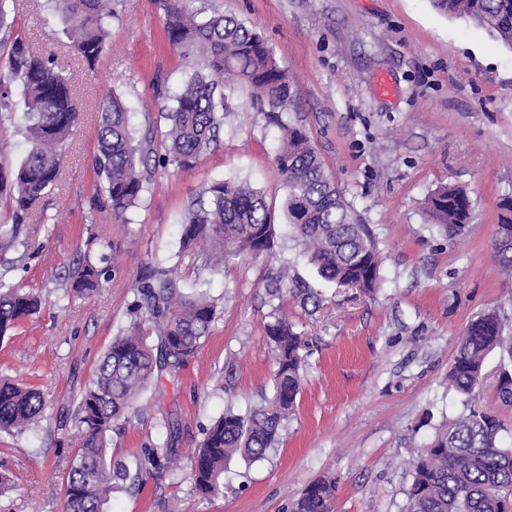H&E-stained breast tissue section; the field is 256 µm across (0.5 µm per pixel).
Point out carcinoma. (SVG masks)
<instances>
[{
    "label": "carcinoma",
    "mask_w": 512,
    "mask_h": 512,
    "mask_svg": "<svg viewBox=\"0 0 512 512\" xmlns=\"http://www.w3.org/2000/svg\"><path fill=\"white\" fill-rule=\"evenodd\" d=\"M8 0H0V29H7L8 50L0 59V107L13 95L23 105L29 149L15 165L0 162V202L8 218L0 220V254L19 241L25 218L57 182L61 147L80 120L68 77L53 54H39L13 33ZM442 13L466 16L490 28L512 46V0H432ZM70 51L92 72L107 46L115 12L112 0H62ZM164 32L168 44L183 55L199 53L203 70L193 73L173 105L161 109L168 122L165 153L156 154L153 136L136 137L129 112L118 95L101 106L94 163L100 187L112 213L124 219L144 189L151 163L186 168L214 142L224 120V97L217 90L243 83L254 101L280 130L275 166L287 195L284 213L296 238L310 250L321 277L373 293L379 283L375 236L326 172L305 131L283 114L293 110L298 95L287 71L252 27L233 16L213 13L201 19L188 12L187 0H165ZM205 205L191 209L184 222L185 247H208L218 266L236 258H258L273 246L272 212L265 195L242 181L221 179L205 188ZM495 257L512 275V198L499 203ZM429 215L439 231L453 239L473 219L468 195L452 185L429 199ZM110 252L99 266L86 256L69 274L71 292L95 291L117 267ZM136 316L103 353L81 394L77 414L86 430L83 447L72 458L65 480L64 512H105L111 494L130 477L127 464L108 456V432L132 406L155 374L178 372L209 336L216 302L206 294L186 295L179 280L166 270L147 267L134 285ZM40 306V299L20 288L0 289V337ZM266 336L275 355L274 397L266 406L243 416L227 411L205 433L190 468L195 491L204 498L223 493L224 466L234 456L259 460L279 441L283 422L294 407L301 386V335L275 306ZM157 333L158 346L148 339ZM512 359V336L503 335L498 314L488 311L466 328L448 374L449 386L462 398L466 413L436 428L433 439L408 461L411 484L409 512H512V446L502 441L498 413L478 403L484 361L495 349ZM498 401L512 407V372L503 370ZM45 406L34 387L0 382V432L20 431ZM289 512H334V486L328 480L308 485Z\"/></svg>",
    "instance_id": "1"
}]
</instances>
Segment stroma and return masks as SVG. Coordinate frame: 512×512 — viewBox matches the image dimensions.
Instances as JSON below:
<instances>
[{
  "label": "stroma",
  "mask_w": 512,
  "mask_h": 512,
  "mask_svg": "<svg viewBox=\"0 0 512 512\" xmlns=\"http://www.w3.org/2000/svg\"><path fill=\"white\" fill-rule=\"evenodd\" d=\"M204 14L256 27L300 90L291 121L302 127L347 201L374 231L379 289L369 296L321 278L283 215L286 190L274 165L279 130L242 84L224 88L230 107L216 142L191 168L149 173L126 221L92 206L97 120L109 95L131 109L137 135L164 132L157 85L178 92L198 68L164 38L161 0H114L108 47L89 73L66 53L54 0H14L11 14L32 46L65 69L82 120L64 148L62 174L30 211L23 243L0 262V283L39 293L41 310L0 338V376L41 389L43 414L23 434H0V512H62L63 479L84 441L81 393L135 303L148 264L172 271L185 292L218 304L211 332L177 376L153 380L120 433L114 460L133 463L172 446L180 471L153 468L142 485L115 491L108 512H286L310 483L336 481L335 512H404L407 460L445 420L465 408L448 385L453 353L468 324L496 310L512 334V277L493 250L498 204L512 196V48L485 27L437 11L431 0H191ZM392 90L381 93L379 78ZM29 147L21 107L0 123V160ZM262 191L273 209L269 255L204 269L183 248L182 221L215 180ZM463 188L475 207L450 241L426 212L440 185ZM120 251L121 267L98 292L65 295L91 235ZM320 299L315 311L284 293L280 306L305 344L295 409L277 449L224 469V493L205 499L188 470L206 430L226 410L246 413L273 396L275 359L265 325V285L280 271ZM171 412L173 438L157 428Z\"/></svg>",
  "instance_id": "1"
}]
</instances>
